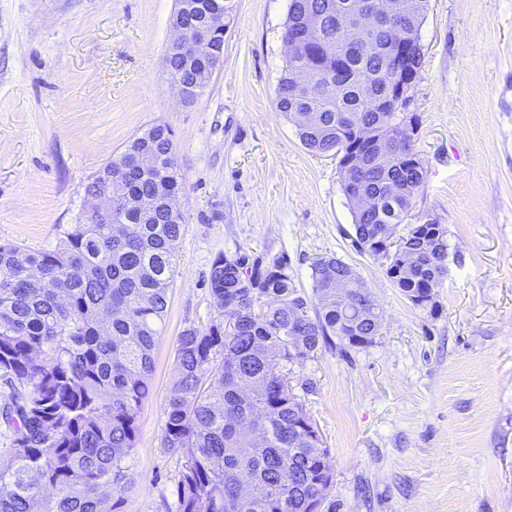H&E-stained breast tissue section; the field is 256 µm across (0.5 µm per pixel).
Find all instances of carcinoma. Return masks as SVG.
Listing matches in <instances>:
<instances>
[{"label":"carcinoma","instance_id":"carcinoma-1","mask_svg":"<svg viewBox=\"0 0 512 512\" xmlns=\"http://www.w3.org/2000/svg\"><path fill=\"white\" fill-rule=\"evenodd\" d=\"M429 0H411L409 11L378 22L376 44L366 48L352 20L331 19L323 31L331 54L286 24L283 40L298 43L286 57L276 108L315 112L316 124L296 126L302 145L338 156L351 145L350 115L369 134L363 147L388 125L376 108L395 64L420 65V45L397 56L391 31L419 35ZM190 58L167 49L171 78L199 97L223 56ZM306 71L313 91H300ZM414 142L397 136L392 153L367 151L351 184L372 195L375 209L354 211L362 253L364 236L382 224L402 231L389 244L386 275L412 302L448 275V231L415 228L410 210L422 186ZM108 191L123 200L107 217L85 212L61 228L54 249L19 260L17 249L0 244V383L9 390L0 417L11 434L9 459L0 463V512H118L104 507L102 488L122 493L134 481L126 461L136 442L137 419L150 392L153 353L163 329L175 275L174 243L184 216L169 219L164 202L185 192L175 162L171 131L153 126L88 183L86 193ZM149 197L152 214L128 203ZM218 254L209 277L214 306L235 311L234 329L214 321L185 328L177 338L178 378L164 410V447L181 455L174 512H312L324 505L333 475L320 473L312 449L322 447L309 429L310 415L288 380L289 364H302L336 337L346 347H365L361 336H378L379 306L369 287L354 277L346 299L336 285L312 270L313 297L301 295L287 262L254 264ZM315 317L307 314L308 304ZM248 421L264 431L254 445Z\"/></svg>","mask_w":512,"mask_h":512}]
</instances>
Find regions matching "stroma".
I'll return each instance as SVG.
<instances>
[{"label": "stroma", "mask_w": 512, "mask_h": 512, "mask_svg": "<svg viewBox=\"0 0 512 512\" xmlns=\"http://www.w3.org/2000/svg\"><path fill=\"white\" fill-rule=\"evenodd\" d=\"M224 61L194 102L163 65L176 0H0V243L54 248L85 187L163 125L186 180L183 233L151 392L120 512H173L181 458L163 445L176 341L217 313V254L285 259L311 295L336 256L383 311L365 347L333 342L293 366V391L333 468L323 512H512V0H430L420 29L411 221L448 230V276L414 306L384 260L352 245L337 158L308 152L275 107L289 0H233Z\"/></svg>", "instance_id": "stroma-1"}]
</instances>
